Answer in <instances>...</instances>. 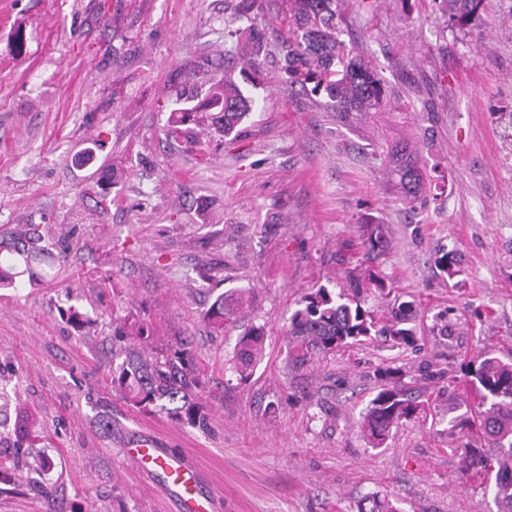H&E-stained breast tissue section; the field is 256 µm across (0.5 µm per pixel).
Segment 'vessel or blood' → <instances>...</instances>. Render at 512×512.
Wrapping results in <instances>:
<instances>
[{
  "instance_id": "vessel-or-blood-1",
  "label": "vessel or blood",
  "mask_w": 512,
  "mask_h": 512,
  "mask_svg": "<svg viewBox=\"0 0 512 512\" xmlns=\"http://www.w3.org/2000/svg\"><path fill=\"white\" fill-rule=\"evenodd\" d=\"M127 455L137 469L161 475V488L178 512H209L208 500L197 491L199 473L186 458L168 453L159 438L140 436L130 443Z\"/></svg>"
}]
</instances>
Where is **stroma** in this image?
<instances>
[{"label":"stroma","mask_w":512,"mask_h":512,"mask_svg":"<svg viewBox=\"0 0 512 512\" xmlns=\"http://www.w3.org/2000/svg\"><path fill=\"white\" fill-rule=\"evenodd\" d=\"M239 4L0 0V225H42L64 252L55 279L0 288V512H176L121 451L142 433L199 471L211 512H369L385 495L399 512H501L492 482L462 479L448 422L464 362L512 361V0H484L464 30L443 0H346L341 38L387 88L378 111L346 121L285 74V0H256L246 18ZM253 30L256 105L239 137L191 124L167 139L177 95L239 75ZM405 140L425 181L410 203L389 169ZM87 149L92 161L76 165ZM367 223L385 229L387 289L364 307L380 318L415 300V344L374 336L286 368L289 316L307 289L347 284L337 245ZM452 248L455 281L435 264ZM231 289L250 305L214 328L205 313ZM132 312L158 341L191 340L207 428L113 392L112 321ZM253 326L265 349L242 382L234 348ZM383 365L444 377L425 392L427 418L374 448L358 421ZM22 410L52 435L27 451L52 459L48 473L15 464Z\"/></svg>","instance_id":"obj_1"}]
</instances>
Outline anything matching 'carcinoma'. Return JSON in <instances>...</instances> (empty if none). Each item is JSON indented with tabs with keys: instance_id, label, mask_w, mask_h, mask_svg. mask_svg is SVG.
I'll list each match as a JSON object with an SVG mask.
<instances>
[{
	"instance_id": "carcinoma-1",
	"label": "carcinoma",
	"mask_w": 512,
	"mask_h": 512,
	"mask_svg": "<svg viewBox=\"0 0 512 512\" xmlns=\"http://www.w3.org/2000/svg\"><path fill=\"white\" fill-rule=\"evenodd\" d=\"M337 0H288V50L284 69L294 82L312 91H323L336 111L346 118L352 112H375L384 100L385 86L377 71L353 48L340 39ZM449 22L465 28L480 16L484 0H444ZM246 65L256 67L260 36L253 34L241 47ZM254 99L229 77L224 85L206 93L199 91L187 98L185 107L172 112L166 135L174 137L183 126L206 122L214 132L228 138L250 114ZM399 176L403 197L423 189L424 180L406 147L391 155ZM359 245L363 252L366 287L385 289L375 275V263L386 248L380 224L359 226ZM12 247L0 249V286L12 287L20 276L17 268L35 259L51 263L59 260L45 241L39 224H24L9 232ZM440 270L453 279L462 274L454 252L436 258ZM243 303V292L235 296L219 294L205 317L215 328L222 329L235 321ZM418 318L415 301L395 299L388 319L377 326L371 312L364 309L359 297L344 289L326 285L313 288L301 296L297 309L288 318V342L285 365L303 367L313 360L359 343L372 336H389L393 345L409 347L416 342L414 322ZM153 323L139 315L128 314L112 329V389L129 405L146 413H165L193 426H204L208 414L196 401L202 386L191 343L178 338L172 343L157 344ZM265 343L263 328L253 326L239 336L235 346L234 370L239 380L251 378ZM374 377L378 391L364 409L362 433L373 447L382 446L392 430L419 418L424 404L418 401L419 382L435 378L432 372L418 377L399 368L380 367ZM464 382L473 393L476 405L449 420L450 429L464 441L455 449L461 456L462 474L485 477L495 473L498 499L512 512V363L496 357H478L468 361ZM494 438L497 451L479 448L470 440L473 430Z\"/></svg>"
}]
</instances>
